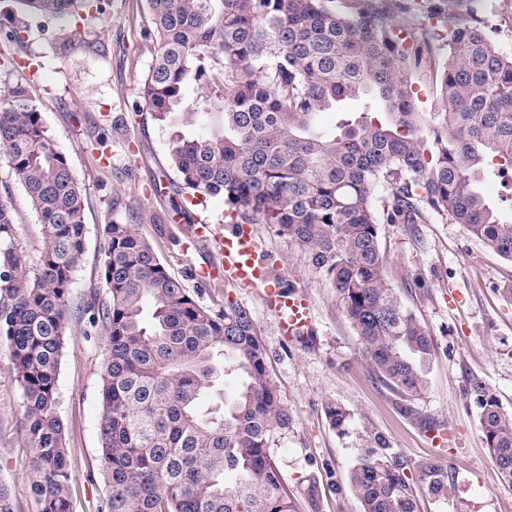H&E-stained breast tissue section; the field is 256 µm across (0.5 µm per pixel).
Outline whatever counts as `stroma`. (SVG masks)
<instances>
[{
  "label": "stroma",
  "instance_id": "35a3bbf8",
  "mask_svg": "<svg viewBox=\"0 0 512 512\" xmlns=\"http://www.w3.org/2000/svg\"><path fill=\"white\" fill-rule=\"evenodd\" d=\"M462 18L494 30L498 48L512 52V28L503 25L502 0H466ZM22 47L33 65L0 66V88L24 84L54 145L66 155L84 190L85 254L73 274L66 340L58 379L57 415L71 461L73 512H101L112 492L103 475L98 420L107 336L90 327L82 310L100 291L106 245L104 227L134 225L153 246L169 274L207 305L239 304L251 314L267 352V375L292 423L274 430L271 454L294 512H360L346 474L383 435L404 457L419 512H448L419 477L428 459L450 465L460 512H512V486L502 484L492 463L477 412L466 391L479 380L512 414V261L474 237L465 225L430 219L424 224H381L385 273L407 311L430 331L435 352L427 385L401 411L395 396L377 382L346 319L335 288L269 224L252 225L260 254L284 286L309 298L313 329L304 344L289 343L258 290L228 280L211 241L191 240L206 217L228 227L223 197L205 208L171 217L181 196L169 186L177 176L167 165L174 126L144 112L141 82L156 45L145 38L147 0H104L103 12L87 18L85 42L55 51L56 23L30 15ZM9 200L16 236L29 266L42 250L41 226L9 162L0 156V199ZM211 269L201 280L199 273ZM350 409L347 435L326 418V402ZM22 398L8 343L0 339V485L14 512H39L28 478L31 451L25 436Z\"/></svg>",
  "mask_w": 512,
  "mask_h": 512
}]
</instances>
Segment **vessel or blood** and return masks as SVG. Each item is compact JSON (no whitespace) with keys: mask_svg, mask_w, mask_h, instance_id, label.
Masks as SVG:
<instances>
[{"mask_svg":"<svg viewBox=\"0 0 512 512\" xmlns=\"http://www.w3.org/2000/svg\"><path fill=\"white\" fill-rule=\"evenodd\" d=\"M197 239H214L222 257L225 275L244 286L262 285L263 300L276 316L281 334L294 343L306 340L312 330V311L308 297L298 290L281 287L279 280L258 257V244L250 229L233 225L226 235L214 236L210 224L195 225Z\"/></svg>","mask_w":512,"mask_h":512,"instance_id":"vessel-or-blood-1","label":"vessel or blood"}]
</instances>
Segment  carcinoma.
<instances>
[{
	"instance_id": "cac0c4a2",
	"label": "carcinoma",
	"mask_w": 512,
	"mask_h": 512,
	"mask_svg": "<svg viewBox=\"0 0 512 512\" xmlns=\"http://www.w3.org/2000/svg\"><path fill=\"white\" fill-rule=\"evenodd\" d=\"M23 14L63 22L68 49L79 20L101 0H15ZM155 57L141 84L151 116L192 128L175 135L169 166L193 196L221 195L232 224H272L336 288L374 376L400 399L421 393L434 353L428 329L404 310L388 282L380 221L464 224L512 261V223L480 188L493 164L512 170V53L466 20L434 56L442 112L420 111L411 53L424 39L409 14L382 0H147ZM210 91L218 129L193 130L201 112L186 101ZM365 111L337 131L315 116L347 101ZM0 153L37 213L43 247L32 268L0 200V336L22 393L31 488L40 512H72L70 459L57 416L66 307L85 254L83 189L47 134L24 85L0 94ZM390 188L382 208L376 192ZM102 300L89 323L108 344L99 419L100 451L112 488L105 512H293L270 454L271 433L291 424L268 378L253 319L229 303L214 310L173 278L131 224L106 226ZM240 387L224 399V377ZM486 447L512 486V414L474 381ZM339 433L353 413L329 401ZM348 472L362 512H417L406 462L376 434ZM421 480L454 504L450 468L429 459Z\"/></svg>"
}]
</instances>
